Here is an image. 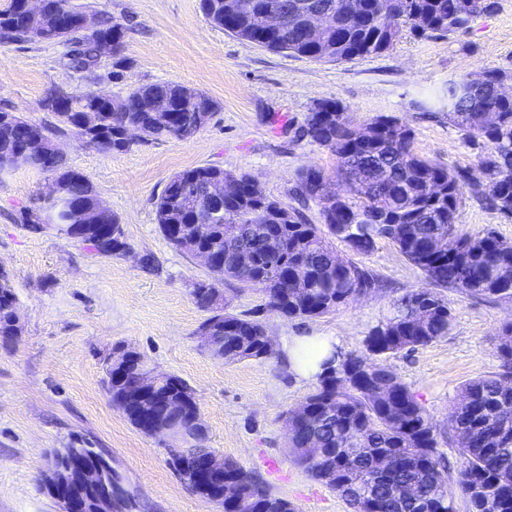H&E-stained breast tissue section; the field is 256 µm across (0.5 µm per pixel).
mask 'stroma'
Wrapping results in <instances>:
<instances>
[{
    "label": "stroma",
    "mask_w": 512,
    "mask_h": 512,
    "mask_svg": "<svg viewBox=\"0 0 512 512\" xmlns=\"http://www.w3.org/2000/svg\"><path fill=\"white\" fill-rule=\"evenodd\" d=\"M87 2L127 30L123 77L106 83L108 92L171 81L205 92L217 110L189 139L137 144L120 154L101 152L69 132L60 136L68 165L119 217L131 248L126 256H98L51 229L26 231L20 213L42 195L50 176L26 166L0 172V267L10 275L24 324L19 340L0 343V512H59L41 478L53 452L67 446L109 456L128 497L125 512H221L180 482L161 440L138 431L113 404L105 360L121 346L188 384L207 427V447L259 474L296 512H353L287 447L285 416L314 381L295 380L279 355L225 363L201 346L196 330L208 313L191 288L208 271L168 244L155 221L156 203L174 174L212 165L250 173L268 194L294 205L300 169L336 167L328 149L298 136L319 99L341 102L358 126L396 116L412 129L418 153L452 169L473 167L478 151L449 123L443 92L449 79L466 73L512 71V0H497L495 10L477 16L467 31L417 36L406 28L388 51L341 63L272 52L230 36L208 23L200 0ZM64 53L60 44L0 47V107L52 122L41 107L45 90L82 84L65 67ZM457 225L470 235L491 227L512 243V218L470 197ZM335 248L373 272L382 289L305 322L266 310L260 286L228 280L220 290L235 312L257 313L269 336H333L341 352L360 349L369 330L390 316L394 300L426 282L387 241L366 255L341 241ZM443 295L453 315L448 335L384 363L425 407L439 431L440 453L456 466L448 414L465 381L497 371V334L512 321V303L451 289Z\"/></svg>",
    "instance_id": "1"
}]
</instances>
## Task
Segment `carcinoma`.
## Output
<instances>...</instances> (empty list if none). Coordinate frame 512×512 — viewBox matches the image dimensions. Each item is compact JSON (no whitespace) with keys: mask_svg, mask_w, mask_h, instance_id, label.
<instances>
[{"mask_svg":"<svg viewBox=\"0 0 512 512\" xmlns=\"http://www.w3.org/2000/svg\"><path fill=\"white\" fill-rule=\"evenodd\" d=\"M288 5L295 28L283 24L260 33L252 18L275 5ZM496 0H200L206 20L238 39L273 52H289L319 62H342L389 50L404 26L421 34H455L494 9ZM53 16L67 10L72 18L91 12L84 0H45ZM327 16L325 31L304 40L296 28L308 12ZM14 9L0 13V46L31 43ZM99 32L112 37L111 55L121 53L125 29L106 12H95ZM66 48L65 65L87 80L98 74L102 55L74 27L71 34L45 38ZM512 75L487 70L483 79L466 75L448 80L444 100L448 120L469 142L487 147L475 170H452L416 152L413 133L394 116L376 117L367 128L371 138L361 144L351 138L354 127L337 100L315 101L301 126V137L336 157L332 174L317 168L299 173L293 194L299 206H286L268 195L246 173L216 166H198L173 175L156 203V224L167 242L186 254L195 247L209 250L216 265L210 279L193 284L198 307L211 312V321L224 322V334L212 344L222 347L224 361L268 359L273 346L266 328L253 314H238L218 300L216 282L233 279L264 287L267 306L288 318L311 320L328 314L357 297L358 290L376 288V279L351 261H339L329 238L346 242L357 254H368L379 240L392 243L418 268L430 287L416 289L394 302V312L373 327L362 348L326 362L315 389L304 403L310 412L288 416L289 448L313 479L339 493L354 512H454L448 493L450 467L437 449V428L409 387L382 356L413 352L448 335L451 309L434 288L492 302L512 301V244L488 229L474 237L458 234L457 212L469 193L492 209L512 217V95L499 91ZM166 99L179 117L172 124L156 118L154 105ZM43 109L55 116L46 125L29 120L10 107L12 121H0V171L37 166L45 160L47 174L68 181L64 197L42 199L21 213V224L33 233L57 220V230L70 236L68 221L77 208L91 205L97 194L62 152L46 153L43 146L65 133L82 135V124L95 117L102 137L92 145L104 152L122 153L137 142L184 140L207 125L216 110L205 93L172 82L142 84L103 100L90 91L46 90ZM496 122L485 124L484 113ZM234 179L239 189L218 204L209 200L212 180ZM343 183L336 193V183ZM437 185L431 193L429 184ZM317 207L321 224L308 222L303 209ZM99 223L112 225V249H99L92 237L79 240L102 256H119L127 248L119 218L105 208ZM453 247L441 250L440 240ZM292 279L308 292L296 296ZM18 299L8 276H0V336L12 335ZM496 355L499 369L466 382L448 414V430L458 436L461 458L457 485L465 512H512V322L499 331ZM188 385L176 376L158 384L166 397ZM107 389L131 425L139 427L138 410L122 398L123 386L108 376ZM205 436L196 435L169 450V465L190 485L187 463L210 452ZM391 464L377 468L380 456ZM224 476L234 480L237 503L227 512H295L275 495L256 473L231 458L224 459Z\"/></svg>","mask_w":512,"mask_h":512,"instance_id":"carcinoma-1","label":"carcinoma"}]
</instances>
